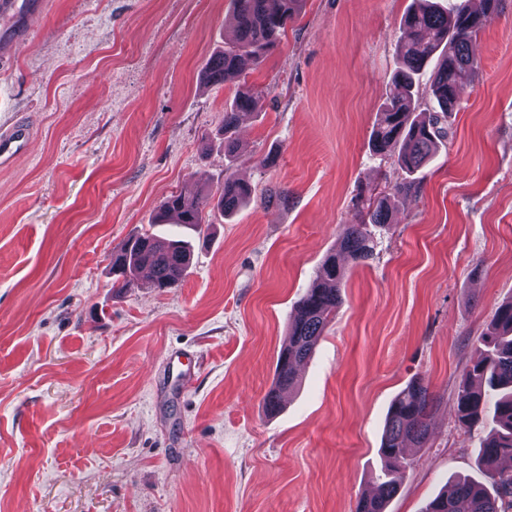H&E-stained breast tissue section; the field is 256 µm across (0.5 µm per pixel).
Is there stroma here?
<instances>
[{
  "label": "stroma",
  "instance_id": "obj_1",
  "mask_svg": "<svg viewBox=\"0 0 512 512\" xmlns=\"http://www.w3.org/2000/svg\"><path fill=\"white\" fill-rule=\"evenodd\" d=\"M42 2L0 68V131H30L0 164V512H355L418 379L439 401L387 512L478 477L487 431L459 427L455 391L512 298V0L472 41L478 74L420 195L345 262L343 304L273 415L297 301L358 193L402 176L370 135L413 0H305L278 49L219 86L202 74L231 0ZM243 85L262 108L231 162L217 132ZM228 171L257 197L207 237L184 229L180 286L115 293L113 250ZM177 349L201 354L191 382Z\"/></svg>",
  "mask_w": 512,
  "mask_h": 512
}]
</instances>
